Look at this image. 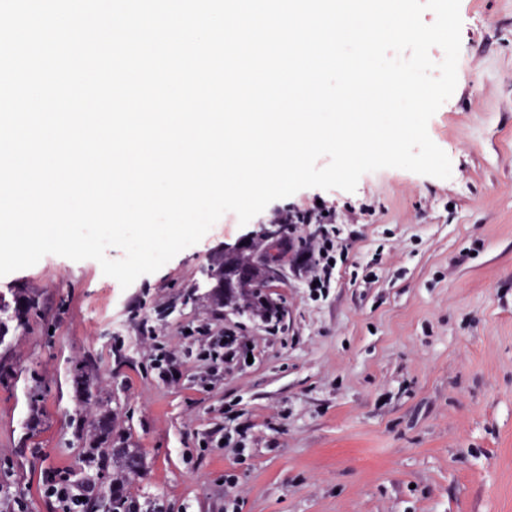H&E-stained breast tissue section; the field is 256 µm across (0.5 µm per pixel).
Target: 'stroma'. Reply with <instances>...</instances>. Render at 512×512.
Wrapping results in <instances>:
<instances>
[{"label": "stroma", "instance_id": "obj_1", "mask_svg": "<svg viewBox=\"0 0 512 512\" xmlns=\"http://www.w3.org/2000/svg\"><path fill=\"white\" fill-rule=\"evenodd\" d=\"M460 14L458 89L428 123L450 178L385 168L257 216L320 208L342 228L327 297L309 294L296 248L316 227L298 224L280 320L216 307L203 269L248 232L231 212L125 289L54 254L0 277L37 300L0 346L1 502L59 512L44 482L84 452L86 371L144 452L143 512H512V0ZM227 329L239 352L208 376L200 352Z\"/></svg>", "mask_w": 512, "mask_h": 512}]
</instances>
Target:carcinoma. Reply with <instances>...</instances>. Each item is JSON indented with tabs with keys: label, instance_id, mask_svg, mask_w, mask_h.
<instances>
[{
	"label": "carcinoma",
	"instance_id": "obj_1",
	"mask_svg": "<svg viewBox=\"0 0 512 512\" xmlns=\"http://www.w3.org/2000/svg\"><path fill=\"white\" fill-rule=\"evenodd\" d=\"M239 276L243 282L241 298L228 302L233 309L250 310L261 305L273 306L270 286L273 278L270 269L256 264H248L239 259L213 260L210 275L224 281V273ZM32 297L13 290L0 292V344L4 342L11 324H20L34 307ZM90 377L81 373L74 377L76 391L84 397L81 410L95 412L93 431L89 435L88 449L79 461L80 471L86 478L106 483L100 498L107 501L109 512H138L131 495V483L140 477L144 469H137L132 461L143 457L139 448H131L122 433L113 426V417L107 405L91 400Z\"/></svg>",
	"mask_w": 512,
	"mask_h": 512
}]
</instances>
